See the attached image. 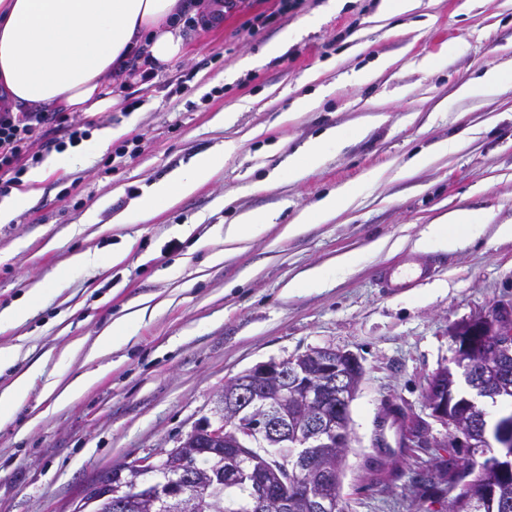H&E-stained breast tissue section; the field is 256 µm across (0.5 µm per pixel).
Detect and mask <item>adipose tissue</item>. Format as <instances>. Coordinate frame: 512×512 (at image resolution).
Instances as JSON below:
<instances>
[{"mask_svg": "<svg viewBox=\"0 0 512 512\" xmlns=\"http://www.w3.org/2000/svg\"><path fill=\"white\" fill-rule=\"evenodd\" d=\"M180 0H0V105L18 112L53 108L87 116L113 104V70L146 48L160 65L178 59L183 39L174 20ZM348 136L326 131L290 159L295 178L319 168L324 148H343ZM224 149L196 156L192 165L154 184L140 203L150 217L193 193L224 167ZM358 183L339 187L304 211L298 224H319L345 209L358 195Z\"/></svg>", "mask_w": 512, "mask_h": 512, "instance_id": "obj_1", "label": "adipose tissue"}]
</instances>
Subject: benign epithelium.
<instances>
[{
    "mask_svg": "<svg viewBox=\"0 0 512 512\" xmlns=\"http://www.w3.org/2000/svg\"><path fill=\"white\" fill-rule=\"evenodd\" d=\"M453 361L465 378L474 377V365L485 364L500 385L512 384V299L502 300L486 311L454 324L448 331ZM434 372L424 395V415L408 421L410 440L426 443L441 453L446 448H495V459L512 453V414L505 412L492 432L484 426L475 435L476 420L487 417L477 399L453 402L448 373ZM363 367L351 351L331 347L313 348L281 360L258 363L224 385L211 415L202 417L180 444L168 450H152L124 462L118 479L102 493L94 486L75 512H99V502L113 498L118 508L130 509L134 502L164 508L175 504L179 512H200L215 496L213 483L196 478V457L204 446H212L222 458L225 473L237 472L255 454L289 449L295 460L304 461L315 448L349 445V407L356 395ZM445 429L440 439L429 440L430 422ZM455 471L462 480L441 491L438 503L446 510L462 492L473 468L461 461ZM194 483L188 498L185 486ZM338 478L329 466L321 469L317 490L305 491L312 512H332L336 504ZM138 496L126 498L129 486ZM287 485L282 475L268 468L253 472L252 512H288Z\"/></svg>",
    "mask_w": 512,
    "mask_h": 512,
    "instance_id": "1",
    "label": "benign epithelium"
}]
</instances>
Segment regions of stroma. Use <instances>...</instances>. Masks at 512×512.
Masks as SVG:
<instances>
[{
  "label": "stroma",
  "instance_id": "35a3bbf8",
  "mask_svg": "<svg viewBox=\"0 0 512 512\" xmlns=\"http://www.w3.org/2000/svg\"><path fill=\"white\" fill-rule=\"evenodd\" d=\"M300 0L277 24L251 34L235 13L211 29L182 27L184 52L160 67L142 104L99 114L78 149L50 152L36 204L0 223V310L45 294L26 319L0 326V392L23 373L24 404L0 420V512H74L99 474L151 449L177 447L208 415L229 379L260 362L316 347L352 351L364 375L350 405V444L340 480L345 512H436L418 481L433 449L404 440L423 412L430 376L451 366L449 328L512 297V0ZM277 45L278 55L266 49ZM501 87H478L485 70ZM192 73L188 93L169 84ZM313 102L303 111L299 99ZM367 132L302 179L296 149L325 130ZM455 153H435L453 135ZM141 153L106 170L121 140ZM108 146H100V138ZM224 168L149 219L137 207L151 186L224 143ZM432 162L410 168L417 153ZM378 170L377 182L364 175ZM361 182L346 210L295 234L287 225L338 187ZM456 208L476 223L448 224L458 238L430 278L389 295L382 267L397 264L436 218ZM272 214L250 239L228 242L226 225ZM93 263L77 266L74 254ZM221 262H213L215 253ZM357 252L349 269L339 256ZM319 270L311 283L305 275ZM158 304L109 354L88 358L101 329ZM101 369L80 397L64 389Z\"/></svg>",
  "mask_w": 512,
  "mask_h": 512
}]
</instances>
